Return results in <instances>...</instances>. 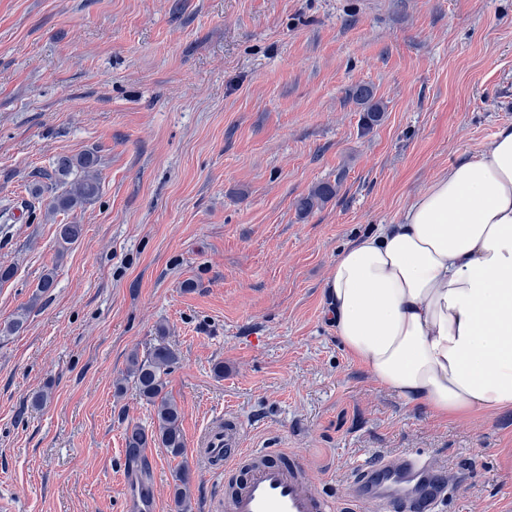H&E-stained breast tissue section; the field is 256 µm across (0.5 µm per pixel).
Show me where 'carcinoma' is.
<instances>
[{
    "label": "carcinoma",
    "mask_w": 512,
    "mask_h": 512,
    "mask_svg": "<svg viewBox=\"0 0 512 512\" xmlns=\"http://www.w3.org/2000/svg\"><path fill=\"white\" fill-rule=\"evenodd\" d=\"M351 96L363 106L364 126L371 128L384 116L382 104L375 100L373 88L358 85ZM100 157L91 151L78 155H60L52 162L51 182L39 185L35 194L51 193L50 211L68 214L85 208L97 200L100 194ZM337 186L320 183L296 201V210L305 217L329 199L336 196ZM83 225L69 222L58 225L59 239L64 244L79 240ZM174 350L165 344L151 348L145 356L132 351L128 357L126 379L132 381L140 397L154 408V427L148 431L139 424L127 426L125 432L126 456L129 461L139 460L141 449L159 445L178 458L184 455L185 442L182 432V413L175 401L165 394L166 376L176 363ZM174 501L177 512H189L190 473L181 468L176 475Z\"/></svg>",
    "instance_id": "cac0c4a2"
}]
</instances>
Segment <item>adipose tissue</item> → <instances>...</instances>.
Segmentation results:
<instances>
[{
    "label": "adipose tissue",
    "instance_id": "obj_1",
    "mask_svg": "<svg viewBox=\"0 0 512 512\" xmlns=\"http://www.w3.org/2000/svg\"><path fill=\"white\" fill-rule=\"evenodd\" d=\"M323 294L342 347L404 406L512 409V126L344 248Z\"/></svg>",
    "mask_w": 512,
    "mask_h": 512
}]
</instances>
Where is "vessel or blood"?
Wrapping results in <instances>:
<instances>
[{"label": "vessel or blood", "mask_w": 512, "mask_h": 512, "mask_svg": "<svg viewBox=\"0 0 512 512\" xmlns=\"http://www.w3.org/2000/svg\"><path fill=\"white\" fill-rule=\"evenodd\" d=\"M197 453L204 466L224 473V495L210 501L208 512H341L335 498L315 487L300 457L281 448L249 447L247 429L237 416L225 415L205 430ZM456 487L451 473L408 452L357 468L348 499L372 504L374 512H439ZM153 501L152 486L135 487L127 507L151 512Z\"/></svg>", "instance_id": "1"}]
</instances>
